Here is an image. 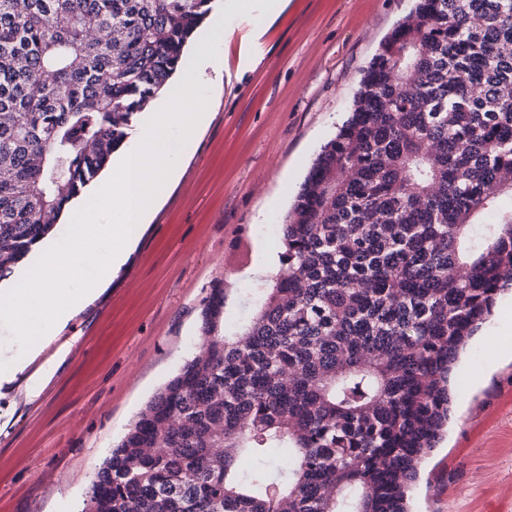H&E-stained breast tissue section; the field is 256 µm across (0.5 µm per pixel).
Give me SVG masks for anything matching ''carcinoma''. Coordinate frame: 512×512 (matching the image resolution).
Returning <instances> with one entry per match:
<instances>
[{"label": "carcinoma", "instance_id": "cac0c4a2", "mask_svg": "<svg viewBox=\"0 0 512 512\" xmlns=\"http://www.w3.org/2000/svg\"><path fill=\"white\" fill-rule=\"evenodd\" d=\"M213 2L0 0V276L99 177ZM507 197L512 0H414L310 167L251 318L224 334L213 289L199 353L85 512H407L451 368L512 286Z\"/></svg>", "mask_w": 512, "mask_h": 512}]
</instances>
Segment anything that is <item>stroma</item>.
<instances>
[{"instance_id":"1","label":"stroma","mask_w":512,"mask_h":512,"mask_svg":"<svg viewBox=\"0 0 512 512\" xmlns=\"http://www.w3.org/2000/svg\"><path fill=\"white\" fill-rule=\"evenodd\" d=\"M413 0H293L259 66L204 89L207 125L125 266L0 390V512H82L109 450L197 353L203 310L226 289L224 332L262 295L264 250L308 168L347 119L363 70ZM55 373L39 395L42 366ZM453 410L422 462L411 512H512V294L451 374Z\"/></svg>"}]
</instances>
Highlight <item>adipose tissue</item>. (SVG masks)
<instances>
[{
	"instance_id": "obj_1",
	"label": "adipose tissue",
	"mask_w": 512,
	"mask_h": 512,
	"mask_svg": "<svg viewBox=\"0 0 512 512\" xmlns=\"http://www.w3.org/2000/svg\"><path fill=\"white\" fill-rule=\"evenodd\" d=\"M288 0H275L272 8L260 15L250 17L244 25L229 28L224 24L225 17L246 14L248 0H226L222 14L216 15L211 32L223 41L224 54L220 59L201 56V68H212L217 77L232 80L238 75L244 61L253 58L255 49L271 36L277 19L284 13Z\"/></svg>"
}]
</instances>
